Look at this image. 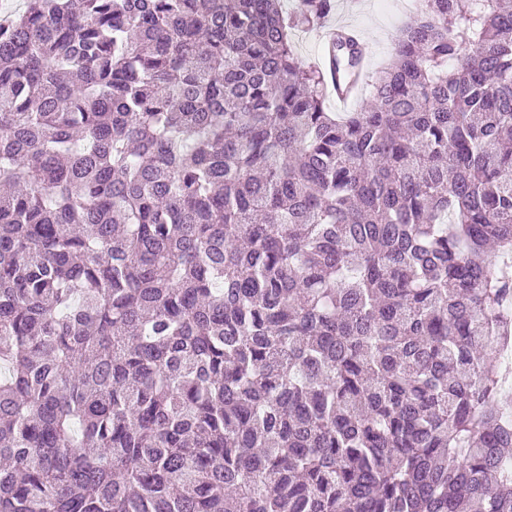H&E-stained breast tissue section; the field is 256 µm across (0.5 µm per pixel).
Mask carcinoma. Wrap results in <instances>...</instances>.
Wrapping results in <instances>:
<instances>
[{"label":"carcinoma","mask_w":512,"mask_h":512,"mask_svg":"<svg viewBox=\"0 0 512 512\" xmlns=\"http://www.w3.org/2000/svg\"><path fill=\"white\" fill-rule=\"evenodd\" d=\"M334 8L0 19V512H512V0ZM413 0H335L336 9L325 21L355 26L372 44L369 79L390 60L402 26L413 15ZM321 25L293 30L292 38L296 54L306 65H319L322 58V39L318 29ZM364 72L359 73L356 76L355 80L350 81L349 83H343L340 80V77L336 74V84L334 82L333 89L334 95L336 97V102L331 96L329 102L327 103L329 110L331 112H348L351 111L365 102L370 96V87L365 84L360 96L357 98L360 87L362 85ZM357 98L350 106L346 108H341L336 105L339 103L340 105H347L349 102L353 101Z\"/></svg>","instance_id":"obj_1"}]
</instances>
